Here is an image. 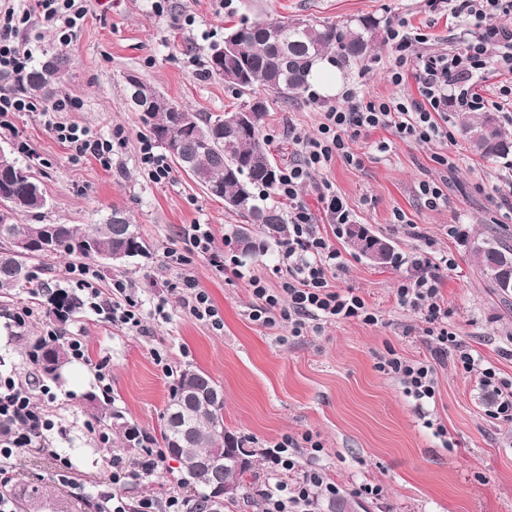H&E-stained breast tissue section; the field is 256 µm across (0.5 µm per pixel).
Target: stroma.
I'll list each match as a JSON object with an SVG mask.
<instances>
[{
  "mask_svg": "<svg viewBox=\"0 0 512 512\" xmlns=\"http://www.w3.org/2000/svg\"><path fill=\"white\" fill-rule=\"evenodd\" d=\"M363 16L407 18L427 37L419 47L423 53L450 51L460 35L439 0H232L224 9L216 0H167L161 13L153 10L152 0H92L70 43L43 29L40 53L63 51L71 59L61 94L77 100L79 107L60 118L112 139V167L104 169L91 158L72 159L69 149L29 112L14 117V131L0 130V147L32 166L41 179L51 203L47 223L93 224L117 206L139 225L153 251L150 258L118 268L95 262L102 293H111L117 279L138 289L143 327L130 333L80 306L64 329L66 335L84 339L90 361H70L53 383L46 382L27 355L30 340L42 332L41 313L33 312L26 329L14 332L9 317L29 306V296L0 295V370L36 388L50 385L57 395L47 407L55 423L47 451L24 454L16 465V486L43 491L32 512H95L93 503L113 455L129 461L138 454L123 447L118 434H111L110 445L99 441L104 426L89 397L100 392V365L112 376L111 396L124 424L137 425L151 436L158 432L174 372L188 366L208 372L224 389L226 426L255 452V483H263L270 471L267 448L283 436L308 433L323 449L314 458L302 455V463L320 468L339 487V499L352 504V512H512V424L488 417L490 399L476 379L453 361L438 364L436 401L421 412L397 379L377 368L379 358L391 349L409 358L428 357L421 313L398 306L394 290L413 274L414 258L448 253L457 263L455 270L444 272L441 283L449 326L500 377L512 380V297L500 298L487 287L471 254L474 241L491 234L512 244V219L492 192L502 164L483 160L462 139L453 145L423 144L378 129L352 142L362 165L339 158L314 179L332 183L349 204L350 223L366 225L389 241L398 261L377 266L356 255L316 193L304 188L302 199L318 232L344 261L336 273V288L356 289L376 310L378 322L332 323L322 332L299 337L248 317L249 276H260L271 288L280 285L274 272L280 243L269 242L267 252L257 256L238 255L233 232L240 220L223 202L208 197L180 171H173L169 182L156 184L140 170L139 141L146 131L124 95L126 75L140 76L192 111L221 115L246 102L206 72L208 49L222 39L229 22L244 17L338 21ZM390 58L385 36H378L366 60L341 74V87L362 85L370 99L400 92L417 95L415 79L400 87L391 83ZM485 75L477 91L500 103V122L512 135V101L499 94L512 77L500 73L496 53H488ZM319 121L307 101L271 104L263 133L277 166L295 157L289 132L314 135ZM379 141L390 142L391 150H373ZM23 142L29 152L20 151ZM438 154L452 156L455 170L436 163ZM423 180L441 186L447 206H424L417 193ZM188 224L209 225L225 260L241 267L236 276L217 271L208 257H189V271L224 321L220 331L184 308L179 276L164 262L165 250L179 246L180 232ZM160 303L166 310L162 317L154 313ZM439 425L446 436L437 435ZM64 457L74 468L72 487L59 480ZM364 484L381 487V496L358 495Z\"/></svg>",
  "mask_w": 512,
  "mask_h": 512,
  "instance_id": "1",
  "label": "stroma"
}]
</instances>
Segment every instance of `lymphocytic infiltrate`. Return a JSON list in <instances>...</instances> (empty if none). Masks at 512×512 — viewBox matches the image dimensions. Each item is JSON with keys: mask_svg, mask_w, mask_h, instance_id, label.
Masks as SVG:
<instances>
[{"mask_svg": "<svg viewBox=\"0 0 512 512\" xmlns=\"http://www.w3.org/2000/svg\"><path fill=\"white\" fill-rule=\"evenodd\" d=\"M443 2L450 16L471 21L457 52L425 55L413 51V44L423 42L424 36L405 19L387 31V40L395 52L389 67L390 80L398 86L408 75H415L419 82L418 97L367 101L359 89L353 88L343 102L322 105L316 136L293 137L296 158L281 169L276 185L277 195L288 203V240L280 254L287 275L276 288L268 287L261 277L250 276L251 321L265 326L287 325L294 336L321 331L333 322H376L377 315L364 298L353 289L340 291L332 285V277L343 266L341 254L317 232L299 191L306 184H313L319 200L336 222L347 223L349 211L343 199L330 182L312 183L315 171L327 168L337 157L354 162L349 141L378 128L391 130L402 140L454 141L450 108L461 105L479 110L485 105L474 84L479 62L488 48L498 50L500 71L512 74V29L495 22L498 14L512 11V0ZM87 14V0H6L0 6V75L21 74L31 63L36 48L20 41L23 30L40 22L55 27L61 39L68 41L76 36ZM70 105L67 99L47 106L26 96L0 93V129L13 130L12 119L19 113H37L45 130L67 146L72 158L91 157L103 168H111V140L88 128L61 121L60 112ZM182 238L183 249L168 250L166 258L171 268L180 271L188 290L184 303L196 319L220 325L209 294L198 288L193 275L186 270L188 255H215L211 229L206 224H190L184 227ZM413 265L415 274L399 282L394 296L398 305L423 312V334L430 355L410 360L392 350L380 361V370L397 377L404 395L421 410L435 400L437 363L453 359L483 388L492 390V417L512 424V383L501 380L494 367L475 357L448 326V307L440 288L441 272L454 269L455 259L444 254L435 260L414 259ZM68 275L76 289L85 292L92 309L105 314L112 325L129 331L140 329L141 305L122 281H115L111 298L105 299L96 286L100 275L91 265L72 264ZM0 424L9 428L8 434L0 436V484H7L13 479L17 457L52 430L54 423L37 407L28 382L0 374ZM129 437L139 443V455L130 463L121 456H113L108 478L112 489L100 496L97 512H190V498L175 491L144 495L134 501L125 495L124 490L131 482L150 478L165 467L164 457L152 448L144 434L134 429ZM303 446L314 454L322 450L321 444L308 434L299 439L286 436L277 443L272 455L275 473L260 491L262 512H316L320 496L338 494L336 484L327 482L321 470L302 467L297 452Z\"/></svg>", "mask_w": 512, "mask_h": 512, "instance_id": "obj_1", "label": "lymphocytic infiltrate"}]
</instances>
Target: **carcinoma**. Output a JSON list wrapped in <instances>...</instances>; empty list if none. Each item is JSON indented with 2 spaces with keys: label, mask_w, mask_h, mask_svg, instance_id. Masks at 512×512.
Masks as SVG:
<instances>
[{
  "label": "carcinoma",
  "mask_w": 512,
  "mask_h": 512,
  "mask_svg": "<svg viewBox=\"0 0 512 512\" xmlns=\"http://www.w3.org/2000/svg\"><path fill=\"white\" fill-rule=\"evenodd\" d=\"M381 20L366 16L339 21L308 20L297 26L294 20L242 19L224 28V36L235 37L234 52L224 56V69L238 72L241 80L232 85L255 103L252 122L247 127L229 125L221 115L204 117L198 112L165 99L137 109L139 119L152 137L207 196L224 201V208L242 219L234 232L243 256L261 253L267 239L287 240V212L265 201L276 187L279 168L270 159L268 141L262 134L267 110L266 97L272 94L288 102L306 91L314 65L328 61L345 71L365 59L371 50ZM71 68L70 58L56 52L13 77L15 92L30 98L46 99L63 83ZM461 135L483 158L500 162L512 157V138L501 127L497 115L485 112L474 118L458 116ZM34 171L19 163L10 151L0 155V292L34 287L33 262L56 256L97 259L114 251L127 258L147 257L152 246L138 225L130 222L119 207L101 224H32L23 218L37 217L45 206L29 195ZM24 241L28 252H15ZM474 258L489 285L503 297L512 294L505 280L512 281V246L496 236L473 247ZM64 345L45 346L36 361L43 375L56 380L67 364ZM98 419L114 426L122 419L113 403L99 401L94 394ZM154 442L161 452L178 462L181 483L200 491L194 499L197 512L237 499L255 500L248 480L254 453L244 448V440L224 424V391L201 369L179 371L169 401L162 413ZM5 492L14 496L20 512L42 494L33 487Z\"/></svg>",
  "instance_id": "carcinoma-1"
}]
</instances>
